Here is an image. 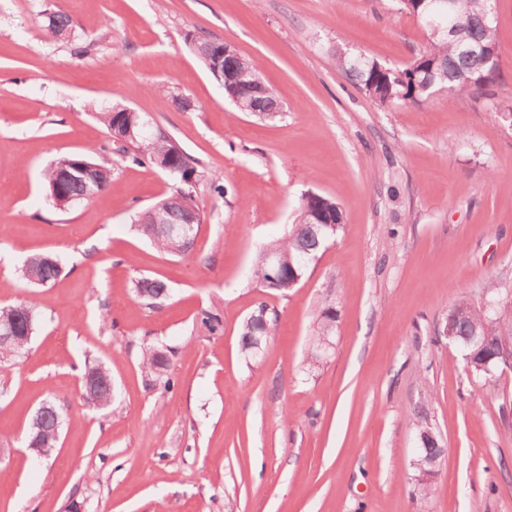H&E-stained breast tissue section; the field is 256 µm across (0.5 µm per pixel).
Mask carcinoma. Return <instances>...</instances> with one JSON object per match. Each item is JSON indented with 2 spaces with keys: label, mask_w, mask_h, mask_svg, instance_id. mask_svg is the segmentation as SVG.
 Masks as SVG:
<instances>
[{
  "label": "carcinoma",
  "mask_w": 512,
  "mask_h": 512,
  "mask_svg": "<svg viewBox=\"0 0 512 512\" xmlns=\"http://www.w3.org/2000/svg\"><path fill=\"white\" fill-rule=\"evenodd\" d=\"M408 13L418 17L426 25L428 42L421 54L407 68L395 72L366 57H336V66L346 72L366 94L381 105L394 100H412L424 102L439 89L450 94H465L480 89L490 82L496 74L492 64L481 55H465L458 41L444 31H435L428 24L431 17L427 5L419 0H400ZM496 0H451L446 19L462 36H474L489 48L499 47L497 39V21L494 14ZM47 28L53 36L68 40L73 33V21L63 12H55L47 17ZM195 51L206 68L223 49V42L206 35L191 37ZM238 88L246 90L258 80L263 79L260 66L245 56L237 61ZM254 109L270 122L282 118L276 97H267L253 101ZM99 120L107 134L128 127L131 117L121 105L99 113ZM124 156L134 163L145 161L160 169L168 177L180 184L177 194L161 199L138 217L140 233L155 248L169 255L189 253L202 222L199 208L193 195L199 172L196 161L182 148L178 147L169 134L158 127H151L143 133H134L122 148ZM49 197L63 196L69 205L75 206L91 202L102 193L111 180V170L94 162L86 155H65L50 164L43 173ZM196 213V224L189 239L175 238L166 232V225L155 223V219H164L169 223H180L189 213ZM322 213L331 219L342 218L338 204L327 197L308 193L301 199L297 224L271 250L275 252L274 263L265 260L266 252L257 259L255 274L264 288L286 294L297 286L295 277H303L309 265L319 252L336 236L341 225L316 224L314 216ZM22 277L30 284L46 286L62 274L59 261L50 255L34 254L29 256L21 269ZM134 292L147 304L153 306L169 295L168 285L157 278L141 277L134 281ZM453 309H464L466 317L458 328L455 337L456 347L471 372L489 379L497 373V362L491 359V352L480 348V337L487 324L482 306L473 304L469 299L460 297ZM38 314L36 307L29 302L0 307V329L6 325L18 326L21 332L12 342H0V360L18 358L26 350L30 339L25 336L26 327L36 328ZM494 338L512 341V312L508 302L501 303L499 315L493 318ZM336 327V308L328 303L315 315L311 336L310 359L316 363L321 359L325 341L331 340ZM273 335V320L267 314L266 306L260 305L241 325L239 348L241 353L252 358L258 355L257 341L267 342ZM168 347L157 342L147 346L143 352V368L155 377V382L169 389L174 385L168 377L166 367ZM82 387L86 401L98 411H106L112 405L114 387L109 373L101 367L89 368L83 375ZM63 422L61 410L52 402L42 405L40 413L34 415L28 440L39 439L44 452L56 447ZM444 449L421 448L414 461V468L421 473L430 470L433 465L429 459H442Z\"/></svg>",
  "instance_id": "cac0c4a2"
}]
</instances>
